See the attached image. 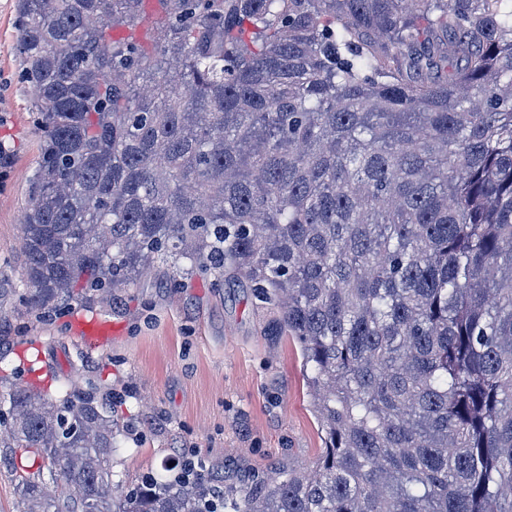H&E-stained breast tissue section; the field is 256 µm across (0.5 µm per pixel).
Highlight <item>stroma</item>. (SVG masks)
<instances>
[{"label":"stroma","mask_w":512,"mask_h":512,"mask_svg":"<svg viewBox=\"0 0 512 512\" xmlns=\"http://www.w3.org/2000/svg\"><path fill=\"white\" fill-rule=\"evenodd\" d=\"M18 0H0V395L22 387L57 393L97 384L121 428L112 453L119 486L145 474L172 477L178 457L228 461L267 476L287 462L310 466L323 448L298 346L264 333L266 313L249 289L197 276L180 287L150 278L110 302L71 304L41 319L20 302V224L38 169L41 132L16 50ZM122 326L108 346L88 348L76 318Z\"/></svg>","instance_id":"1"}]
</instances>
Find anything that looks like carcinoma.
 Masks as SVG:
<instances>
[{"label":"carcinoma","instance_id":"cac0c4a2","mask_svg":"<svg viewBox=\"0 0 512 512\" xmlns=\"http://www.w3.org/2000/svg\"><path fill=\"white\" fill-rule=\"evenodd\" d=\"M142 2L18 0L23 299L228 269L299 345L324 448L115 495L98 389H16V512H512V0H156L140 37Z\"/></svg>","mask_w":512,"mask_h":512}]
</instances>
